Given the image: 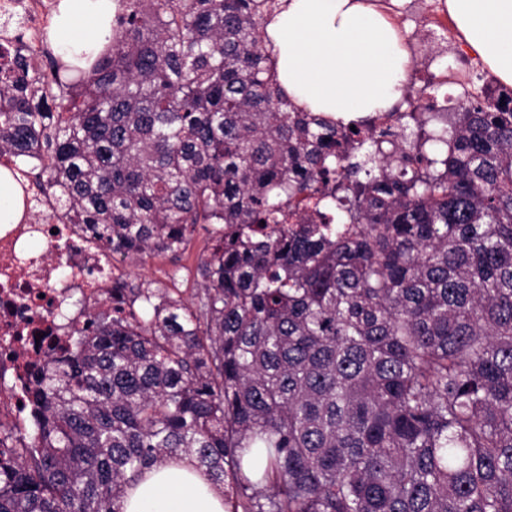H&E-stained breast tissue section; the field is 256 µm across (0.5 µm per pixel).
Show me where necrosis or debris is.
I'll list each match as a JSON object with an SVG mask.
<instances>
[{"label":"necrosis or debris","instance_id":"obj_1","mask_svg":"<svg viewBox=\"0 0 512 512\" xmlns=\"http://www.w3.org/2000/svg\"><path fill=\"white\" fill-rule=\"evenodd\" d=\"M19 223L0 225V421L24 425L17 392L59 356L72 323L66 305L80 293L87 307L111 304L127 277L123 262L57 210L48 190L32 195ZM42 240V251L31 250Z\"/></svg>","mask_w":512,"mask_h":512}]
</instances>
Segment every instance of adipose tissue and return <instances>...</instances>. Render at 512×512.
I'll use <instances>...</instances> for the list:
<instances>
[{
    "label": "adipose tissue",
    "instance_id": "1",
    "mask_svg": "<svg viewBox=\"0 0 512 512\" xmlns=\"http://www.w3.org/2000/svg\"><path fill=\"white\" fill-rule=\"evenodd\" d=\"M116 0H60L50 42L86 68L112 38ZM469 48L512 85V0H446ZM279 84L294 103L347 125L389 111L409 75L410 53L392 18L370 0H288L266 27ZM122 512H225L224 497L189 461L133 481Z\"/></svg>",
    "mask_w": 512,
    "mask_h": 512
}]
</instances>
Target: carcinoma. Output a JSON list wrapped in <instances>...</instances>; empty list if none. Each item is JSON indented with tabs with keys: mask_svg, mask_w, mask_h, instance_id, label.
Wrapping results in <instances>:
<instances>
[{
	"mask_svg": "<svg viewBox=\"0 0 512 512\" xmlns=\"http://www.w3.org/2000/svg\"><path fill=\"white\" fill-rule=\"evenodd\" d=\"M280 2L117 0L86 71L0 54V153L98 243L213 225L196 302L120 288L36 376L0 512H121L184 459L231 512H512V96L340 131L277 81Z\"/></svg>",
	"mask_w": 512,
	"mask_h": 512,
	"instance_id": "carcinoma-1",
	"label": "carcinoma"
}]
</instances>
